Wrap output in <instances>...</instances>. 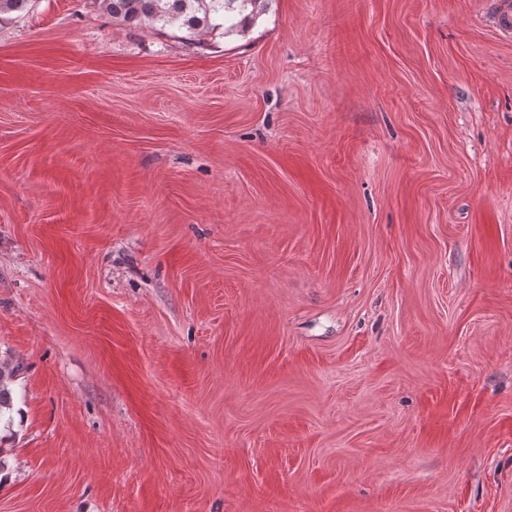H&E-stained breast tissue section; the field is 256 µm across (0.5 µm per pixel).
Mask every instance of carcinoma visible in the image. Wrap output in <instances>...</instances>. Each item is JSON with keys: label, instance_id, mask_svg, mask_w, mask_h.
<instances>
[{"label": "carcinoma", "instance_id": "obj_1", "mask_svg": "<svg viewBox=\"0 0 512 512\" xmlns=\"http://www.w3.org/2000/svg\"><path fill=\"white\" fill-rule=\"evenodd\" d=\"M112 18L127 23L185 30L194 40L218 29L224 34L244 32L266 10L268 0H96ZM19 373L16 364L0 361V418L13 403L11 384Z\"/></svg>", "mask_w": 512, "mask_h": 512}]
</instances>
